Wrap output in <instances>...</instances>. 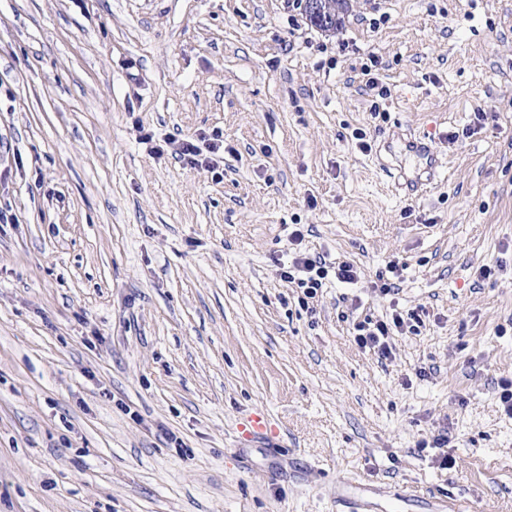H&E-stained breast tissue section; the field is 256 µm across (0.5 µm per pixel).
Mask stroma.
Segmentation results:
<instances>
[{"label": "stroma", "instance_id": "35a3bbf8", "mask_svg": "<svg viewBox=\"0 0 512 512\" xmlns=\"http://www.w3.org/2000/svg\"><path fill=\"white\" fill-rule=\"evenodd\" d=\"M350 4L0 0V512H512V0ZM304 11L309 22L325 32L342 27L349 11L348 0H305ZM174 152L191 167L214 169L224 161V141L217 137L202 148L198 141L185 139L175 146ZM406 146L410 151H412L414 153L422 154L423 156H427V158H429L431 172H429L426 179L410 184L411 191L418 192V193L426 192L427 186L431 183V181L434 177V169L433 168H434V165L436 162L435 155L432 152L430 146H428L427 144H424L420 141L409 140ZM304 228L298 227L291 233V244L296 246L295 257L288 270L282 273V277L290 283H295L302 290L304 299H313L325 285L329 271L334 272V277L342 283H354L357 279V270L350 263H332L325 255H310L303 253L298 246L304 240ZM404 323L400 314H392L386 320L372 321L366 318L355 324V342L360 348L377 349L380 357L388 358L391 353L388 340L395 330L403 328Z\"/></svg>", "mask_w": 512, "mask_h": 512}]
</instances>
